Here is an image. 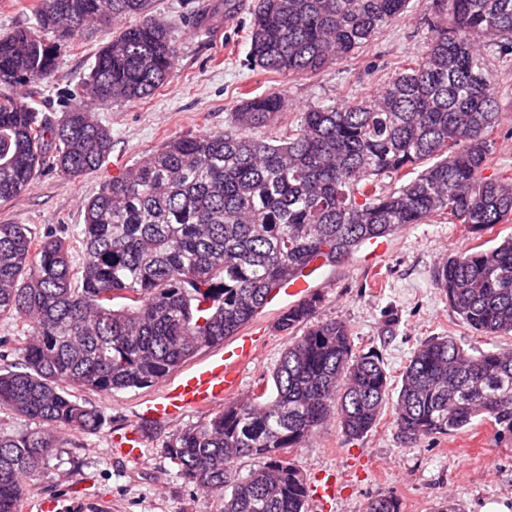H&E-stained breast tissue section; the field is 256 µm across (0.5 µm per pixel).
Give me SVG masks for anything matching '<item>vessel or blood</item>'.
Segmentation results:
<instances>
[{
	"label": "vessel or blood",
	"mask_w": 512,
	"mask_h": 512,
	"mask_svg": "<svg viewBox=\"0 0 512 512\" xmlns=\"http://www.w3.org/2000/svg\"><path fill=\"white\" fill-rule=\"evenodd\" d=\"M251 337L240 336L176 378L164 381L158 395L147 400L136 414L137 426L114 435L122 454L132 460L143 458V423H163L193 409L212 407L239 389L240 370L253 355Z\"/></svg>",
	"instance_id": "1"
}]
</instances>
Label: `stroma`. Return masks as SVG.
I'll return each instance as SVG.
<instances>
[{"instance_id":"stroma-1","label":"stroma","mask_w":512,"mask_h":512,"mask_svg":"<svg viewBox=\"0 0 512 512\" xmlns=\"http://www.w3.org/2000/svg\"><path fill=\"white\" fill-rule=\"evenodd\" d=\"M184 0H154L158 17L177 25L178 55L171 80L149 98L97 106L99 119L111 127L114 146L107 163L78 179L45 172L22 196L0 201V224H26L36 233L49 229L77 236L83 202L124 167L176 136L231 126L242 100L271 92L286 107L276 126L254 129L257 139L279 135L308 107L360 100L379 90L404 61L420 52L427 36L426 0H410L405 18L378 33L347 60L320 72L288 76L264 71L248 62L251 16L239 10L223 19L215 32H199L184 21ZM111 31L87 26L61 51L53 83L45 98L73 90L88 73ZM500 125L487 176L512 179V59L497 68ZM463 225L432 218L407 225L392 236L390 250L373 261L361 248L342 263L324 267L309 282L323 301L315 321L338 319L348 326L360 353L382 359L399 386L416 347L431 336H450L460 344L484 345L448 306L434 281L436 265L448 254L476 246ZM285 302L272 300L242 328L253 337L255 352L241 368L238 398H245L277 366L289 338L275 324ZM158 386L109 394L81 392L80 397L106 415L99 432L61 431V446L44 475L26 486L21 512H37L43 499L58 512H223L221 493L203 495L180 476L165 445L182 428L206 421L209 410L187 412L180 419L142 426L145 459L132 461L112 443L116 430L134 424L139 404ZM393 404H385L376 429L347 438L336 420L321 425L289 459L308 480L331 473L342 488L336 501L308 503L307 512H365L378 493L398 500L400 512H438L451 500L460 512H512V436H501L488 423L448 436L403 443L394 424Z\"/></svg>"}]
</instances>
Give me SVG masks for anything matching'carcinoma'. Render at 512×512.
<instances>
[{"label":"carcinoma","instance_id":"1","mask_svg":"<svg viewBox=\"0 0 512 512\" xmlns=\"http://www.w3.org/2000/svg\"><path fill=\"white\" fill-rule=\"evenodd\" d=\"M409 0H254L249 63L302 76L347 59L405 16ZM427 51L375 94L314 106L279 136L278 94L247 98L224 131L169 139L82 204L72 241L0 224V317L27 327L19 360L0 368V411L35 423L0 426V512L59 447L57 431L96 433L104 413L74 395L153 386L204 347L249 323L273 290L320 260L333 266L372 238L432 216L479 239L512 221V180L483 175L500 102L495 63L512 56V0H429ZM152 0H38L28 26L0 35V200L56 171L77 178L112 153V129L67 96L48 113L41 86L63 43L90 23L133 18L81 79L101 104L133 102L170 78L178 47ZM406 177L384 189V176ZM451 253L435 283L490 347L431 336L402 372L395 425L409 443L477 421L512 435V235ZM314 293L279 316L287 335L322 303ZM390 375L356 353L347 325L308 327L284 349L271 385L224 406L166 444L200 493L230 490L224 512H306L308 486L288 454L328 419L358 439L380 419ZM254 461L242 476L240 457ZM366 512H400L379 494Z\"/></svg>","mask_w":512,"mask_h":512}]
</instances>
